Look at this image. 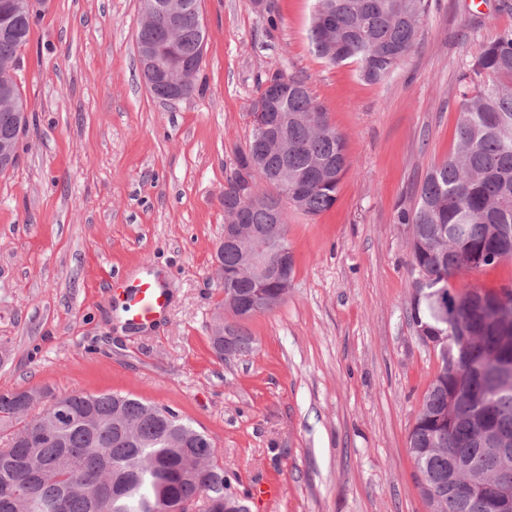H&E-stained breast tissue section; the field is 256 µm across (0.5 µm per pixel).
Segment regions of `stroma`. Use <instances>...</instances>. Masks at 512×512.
<instances>
[{
    "label": "stroma",
    "instance_id": "35a3bbf8",
    "mask_svg": "<svg viewBox=\"0 0 512 512\" xmlns=\"http://www.w3.org/2000/svg\"><path fill=\"white\" fill-rule=\"evenodd\" d=\"M201 0L192 97L146 86L141 0H47L21 54L30 112L0 175V392L122 393L166 405L213 439L250 512H428L408 435L439 363L411 307L413 209L456 146L462 66L512 30V0H431L416 48L385 80L319 59L313 0ZM304 80L351 167L319 216L288 213L294 278L273 310L236 321L213 274L224 187L252 136L261 81ZM162 273L168 314L123 326L108 284ZM252 350L216 359L217 322ZM268 482L279 497H258Z\"/></svg>",
    "mask_w": 512,
    "mask_h": 512
}]
</instances>
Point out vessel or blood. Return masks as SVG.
Here are the masks:
<instances>
[{"mask_svg":"<svg viewBox=\"0 0 512 512\" xmlns=\"http://www.w3.org/2000/svg\"><path fill=\"white\" fill-rule=\"evenodd\" d=\"M110 297L121 307L126 324L136 329L153 326L165 317L171 303L165 281L152 272L142 274L131 287L116 280Z\"/></svg>","mask_w":512,"mask_h":512,"instance_id":"b4317fda","label":"vessel or blood"}]
</instances>
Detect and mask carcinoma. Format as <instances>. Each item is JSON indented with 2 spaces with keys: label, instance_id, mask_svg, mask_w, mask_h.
Returning <instances> with one entry per match:
<instances>
[{
  "label": "carcinoma",
  "instance_id": "obj_1",
  "mask_svg": "<svg viewBox=\"0 0 512 512\" xmlns=\"http://www.w3.org/2000/svg\"><path fill=\"white\" fill-rule=\"evenodd\" d=\"M16 5L12 33L0 36V65L20 69L37 15ZM429 0H314L308 38L317 56L331 65L356 63L361 78L378 83L409 55L420 39ZM167 18L157 15L139 24L136 42L150 39L165 57L194 58L206 40L200 10L189 13L175 37ZM459 88L457 148L434 167L422 184L416 207L402 210L398 223L415 228L409 241L412 272L426 280L411 284V322L445 337L437 372L424 395L409 433L416 486L430 512H474L448 496V459L462 455L468 478L482 483L512 474L482 442L492 427L512 433V386L492 391L482 370L490 352L512 330L489 323L468 299L478 288L458 289L451 280L512 259V30L497 33L463 64ZM479 78L472 89L469 78ZM304 81L275 71L265 78L252 103V136L262 132L268 114L280 116L287 157L247 160L224 186V218L244 214L245 231L254 232L250 252L218 250L224 267V302L244 320L255 314L253 296L261 291L283 301L276 278L259 283L249 256H261L270 244L288 245V208L317 216L336 202L350 162L343 136ZM17 106L0 105V139L20 140L18 113L27 111L17 79L5 82ZM248 178L256 203L239 196V180ZM278 207L283 222L269 223ZM226 331L233 348H224ZM252 337L238 326L218 329L211 346L222 361L249 352ZM37 413L20 391L0 393V512H249L232 491L217 458L214 441L168 406L117 393L56 395L44 392ZM60 403L76 422L57 436L33 446L24 436L47 420Z\"/></svg>",
  "mask_w": 512,
  "mask_h": 512
}]
</instances>
